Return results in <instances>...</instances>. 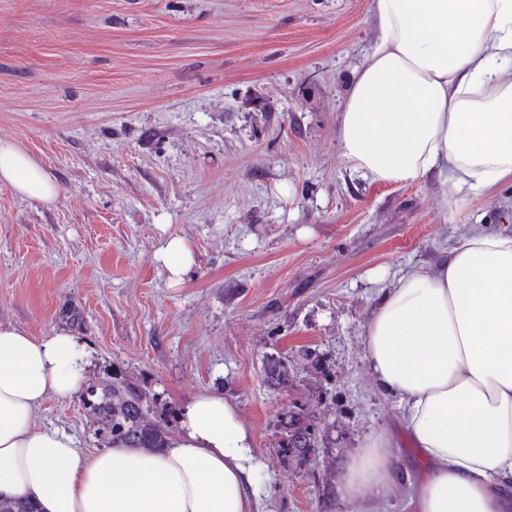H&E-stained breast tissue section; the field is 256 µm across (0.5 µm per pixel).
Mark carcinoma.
Wrapping results in <instances>:
<instances>
[{"label": "carcinoma", "mask_w": 512, "mask_h": 512, "mask_svg": "<svg viewBox=\"0 0 512 512\" xmlns=\"http://www.w3.org/2000/svg\"><path fill=\"white\" fill-rule=\"evenodd\" d=\"M264 381L268 387L288 386V362L279 358L266 359ZM79 400L88 410L97 441L109 448H143L154 451L166 447L172 427L161 418L153 399L130 379L112 374L95 379L79 391ZM285 451L306 457L315 447L312 424L299 412H288Z\"/></svg>", "instance_id": "1"}]
</instances>
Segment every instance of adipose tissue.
Segmentation results:
<instances>
[{"label": "adipose tissue", "mask_w": 512, "mask_h": 512, "mask_svg": "<svg viewBox=\"0 0 512 512\" xmlns=\"http://www.w3.org/2000/svg\"><path fill=\"white\" fill-rule=\"evenodd\" d=\"M381 33L339 117L342 156L373 180L438 172L458 200L512 178V0H375ZM53 202L54 179L0 141V183ZM88 352L67 332L0 325V496L39 512H261L255 437L223 393L182 406L167 448L85 455L41 427L47 395L84 382ZM365 362L400 399L426 463L416 512H512V233L477 226L431 267L407 270L376 301ZM393 438H367L338 493L391 496Z\"/></svg>", "instance_id": "ef3b65f1"}]
</instances>
